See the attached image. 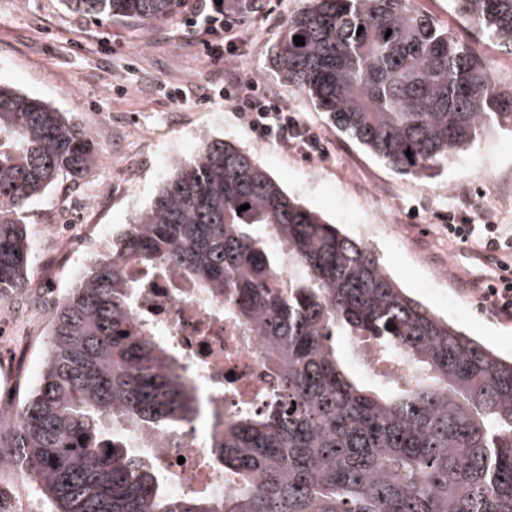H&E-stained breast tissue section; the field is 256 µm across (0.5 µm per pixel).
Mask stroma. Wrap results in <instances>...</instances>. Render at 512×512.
<instances>
[{"instance_id":"obj_1","label":"stroma","mask_w":512,"mask_h":512,"mask_svg":"<svg viewBox=\"0 0 512 512\" xmlns=\"http://www.w3.org/2000/svg\"><path fill=\"white\" fill-rule=\"evenodd\" d=\"M261 12L243 10L239 19L249 38L247 55L231 67L245 78L263 81L290 111L319 134L324 155L306 157L256 136L222 100L197 104L196 96L214 83L211 64L183 31L181 17L145 32L101 16L86 17L64 0H0V85L34 96L92 129L105 162L104 173H90L49 189L32 207L31 224L50 223L69 211L75 197L92 198L100 178L112 184L110 196L90 203L79 221L117 230L133 223L167 179L172 166L189 157L203 137L234 143L247 151L307 208L339 225L348 236L368 242L392 278L435 314L503 357H512V316L494 313L478 286L492 267L478 243H458L448 233L449 213L470 224H503L512 229V122L490 126L470 147L432 179L404 176L384 166L336 130L326 113L293 87L280 85L270 50L289 15L306 0H259ZM463 41L476 43L500 89L512 86V53L475 30L451 0H411ZM109 36V48L100 39ZM125 86V95L115 92ZM189 101L176 105L173 86ZM384 191L358 190L361 176ZM392 217L393 233L365 232L368 224ZM447 267L446 280L432 275Z\"/></svg>"}]
</instances>
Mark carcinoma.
I'll list each match as a JSON object with an SVG mask.
<instances>
[{
	"instance_id": "obj_1",
	"label": "carcinoma",
	"mask_w": 512,
	"mask_h": 512,
	"mask_svg": "<svg viewBox=\"0 0 512 512\" xmlns=\"http://www.w3.org/2000/svg\"><path fill=\"white\" fill-rule=\"evenodd\" d=\"M65 2L143 31L183 8ZM307 2L272 47L280 81L395 172L429 177L512 118V93L496 90L485 58L409 0ZM452 2L512 51V0ZM97 162L66 113L0 85V300L31 284L29 206ZM132 266L146 277L173 267L224 297L281 382L266 407L214 431L210 447L234 476L227 495L172 494L128 443L131 430L168 434L196 418L190 379L138 316ZM338 336L412 376L360 380L362 350L339 357ZM2 455L49 512H512V359L410 297L368 243L248 152L207 138L57 300L40 380L16 416L0 417Z\"/></svg>"
}]
</instances>
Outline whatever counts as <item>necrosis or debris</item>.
Returning <instances> with one entry per match:
<instances>
[{"mask_svg":"<svg viewBox=\"0 0 512 512\" xmlns=\"http://www.w3.org/2000/svg\"><path fill=\"white\" fill-rule=\"evenodd\" d=\"M99 238L89 232L80 240L61 234L57 225H42L35 248L43 259L67 260L74 251L93 255ZM137 306L156 337L180 358L200 402L199 423L182 438L137 431L132 447L148 453L168 479L173 494L206 491L223 494L233 481L214 461L206 443L216 419L234 415L245 403L266 402L276 388L275 376L261 361L257 338L242 340L223 301L200 294L170 270L141 282Z\"/></svg>","mask_w":512,"mask_h":512,"instance_id":"necrosis-or-debris-1","label":"necrosis or debris"}]
</instances>
